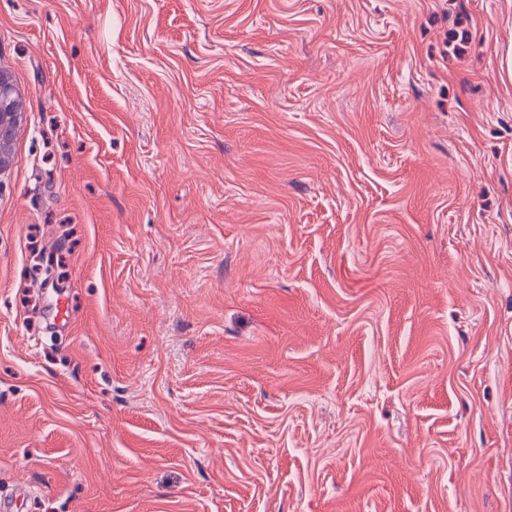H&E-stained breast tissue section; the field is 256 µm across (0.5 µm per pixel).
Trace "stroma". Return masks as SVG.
Masks as SVG:
<instances>
[{
	"label": "stroma",
	"instance_id": "stroma-1",
	"mask_svg": "<svg viewBox=\"0 0 512 512\" xmlns=\"http://www.w3.org/2000/svg\"><path fill=\"white\" fill-rule=\"evenodd\" d=\"M512 0H0V499L512 512ZM23 103L14 97L11 84L6 76L0 75V121L2 117L9 119L13 125L20 123L23 117Z\"/></svg>",
	"mask_w": 512,
	"mask_h": 512
}]
</instances>
